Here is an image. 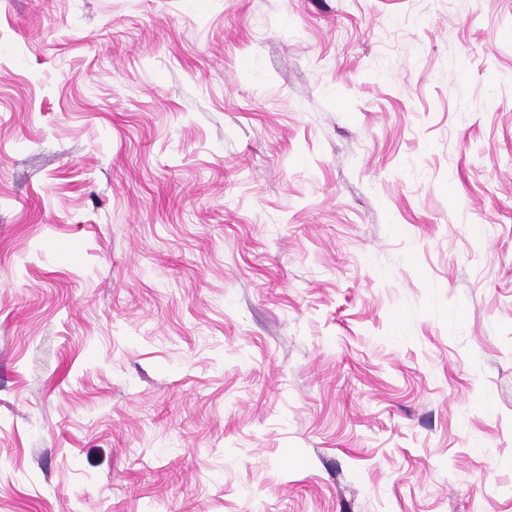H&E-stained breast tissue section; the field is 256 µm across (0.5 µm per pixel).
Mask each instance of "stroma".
<instances>
[{"instance_id":"stroma-1","label":"stroma","mask_w":512,"mask_h":512,"mask_svg":"<svg viewBox=\"0 0 512 512\" xmlns=\"http://www.w3.org/2000/svg\"><path fill=\"white\" fill-rule=\"evenodd\" d=\"M0 512H512V0H0Z\"/></svg>"}]
</instances>
